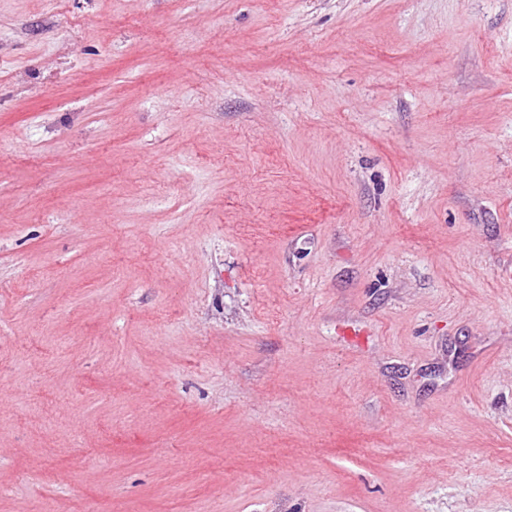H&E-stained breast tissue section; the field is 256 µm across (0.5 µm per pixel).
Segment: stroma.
<instances>
[{"label": "stroma", "mask_w": 512, "mask_h": 512, "mask_svg": "<svg viewBox=\"0 0 512 512\" xmlns=\"http://www.w3.org/2000/svg\"><path fill=\"white\" fill-rule=\"evenodd\" d=\"M512 512V0H0V512Z\"/></svg>", "instance_id": "obj_1"}]
</instances>
